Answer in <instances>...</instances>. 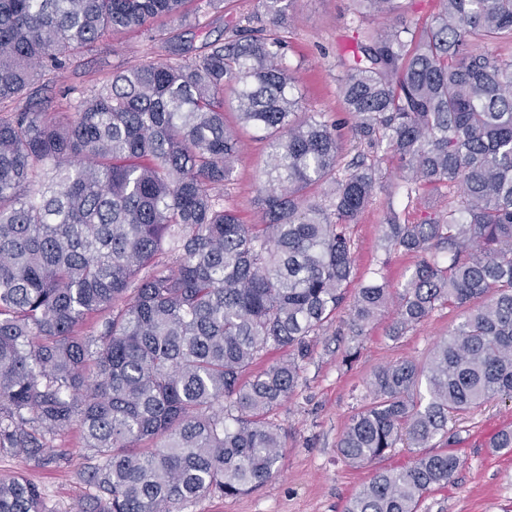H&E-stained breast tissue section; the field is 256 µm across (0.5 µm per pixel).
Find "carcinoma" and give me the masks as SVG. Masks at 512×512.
I'll list each match as a JSON object with an SVG mask.
<instances>
[{
  "label": "carcinoma",
  "mask_w": 512,
  "mask_h": 512,
  "mask_svg": "<svg viewBox=\"0 0 512 512\" xmlns=\"http://www.w3.org/2000/svg\"><path fill=\"white\" fill-rule=\"evenodd\" d=\"M187 2L0 0V103L34 94L107 32L187 21ZM354 2L337 81L365 150L348 163L339 123L297 119L286 40L264 26L197 51L161 27L166 61L115 72L62 112L0 113V455L57 465L49 443L79 427L92 492L78 512H180L278 474L269 414L346 302L349 226L376 193L380 152L401 163L407 197L443 185L460 200L421 224L388 206L386 242L420 261L398 292L376 277L357 289L353 332L393 302L392 338L437 308L467 315L427 363L373 371L336 448L360 465L401 440L426 448L454 438L459 415L512 399V59L473 49L512 39V0H440L419 33L369 24L401 0ZM289 3L262 8L280 24ZM226 88L271 149L259 224L224 204L239 152ZM92 314L97 329L79 334ZM269 350L285 356L252 373ZM459 465L443 450L378 468L346 512H418ZM0 512L55 510L18 473L0 479Z\"/></svg>",
  "instance_id": "carcinoma-1"
}]
</instances>
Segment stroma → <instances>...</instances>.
Listing matches in <instances>:
<instances>
[{
    "mask_svg": "<svg viewBox=\"0 0 512 512\" xmlns=\"http://www.w3.org/2000/svg\"><path fill=\"white\" fill-rule=\"evenodd\" d=\"M352 0H292L280 32L287 40L286 63L303 97V113L320 112L341 122L346 158L358 152L355 117L346 112L336 78L341 61L353 45ZM260 0H228L223 11L199 16L192 30L194 45L223 36L227 27L246 24L262 15ZM164 44L149 33L115 31L105 34L91 51L67 70L51 75L40 96L49 112L65 110L80 91L105 82L112 73L133 65L163 62ZM240 151L224 194L247 224L257 223L255 200L264 181L269 148L256 132H238ZM447 188L425 187L406 198L401 190L399 162L388 157L379 166L373 202L361 214L350 234L354 245L352 288L377 276L392 286L404 284L418 262L415 254L387 246L384 224L388 207L402 221L419 224L438 217L455 200ZM396 318L395 307L353 336L349 311L341 309L322 335L311 343V355L296 393L270 419L283 434L280 473L253 492L236 497H205L187 512H343L347 500L368 481L372 469L345 460L336 443L352 414L368 403V381L377 367L404 359L426 362L435 343L447 337L464 318L463 311L436 309L421 324L398 339L387 330ZM360 354L349 367L342 358L350 346ZM450 448L460 466L447 487L428 493L421 512H512V451L488 455L486 442L503 428H512V401L496 398L459 418ZM61 455L50 470L25 466L21 459L0 456V478L25 473L38 483L57 512H73L88 492L80 481L86 459L79 428H71L51 443Z\"/></svg>",
    "mask_w": 512,
    "mask_h": 512,
    "instance_id": "obj_1",
    "label": "stroma"
}]
</instances>
